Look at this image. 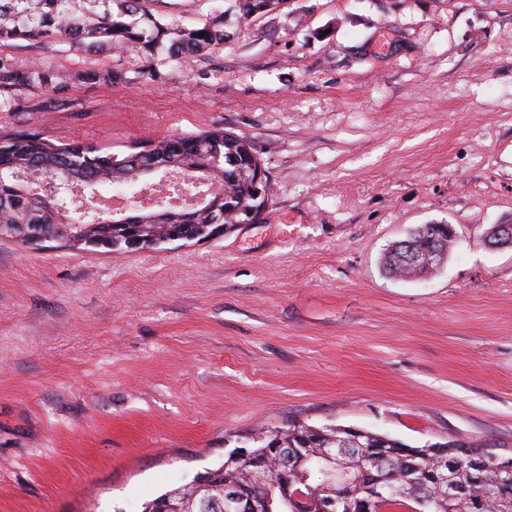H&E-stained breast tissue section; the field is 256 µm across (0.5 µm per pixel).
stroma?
<instances>
[{
    "label": "stroma",
    "mask_w": 512,
    "mask_h": 512,
    "mask_svg": "<svg viewBox=\"0 0 512 512\" xmlns=\"http://www.w3.org/2000/svg\"><path fill=\"white\" fill-rule=\"evenodd\" d=\"M152 7L231 39L188 67L17 42L67 80L0 90V132L123 152L223 127L270 205L156 250L0 238V512H143L291 423L512 457V248L486 237L512 221V0ZM420 224L452 225L447 260L388 274ZM240 18L250 20L253 17L276 11L284 0H236Z\"/></svg>",
    "instance_id": "1"
}]
</instances>
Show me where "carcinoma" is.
Returning <instances> with one entry per match:
<instances>
[{"label":"carcinoma","mask_w":512,"mask_h":512,"mask_svg":"<svg viewBox=\"0 0 512 512\" xmlns=\"http://www.w3.org/2000/svg\"><path fill=\"white\" fill-rule=\"evenodd\" d=\"M152 0H0V47L18 41L36 44H64L74 53H98L133 44L148 57L149 63H188L224 47L229 35L224 31V13L210 14L191 26L163 23L149 7ZM284 0H240V18L250 20L271 13ZM61 76L42 66L20 71L0 56V88L16 86L49 87ZM190 169L220 186L202 206L174 205L166 197H150L154 187L142 185L143 199L132 201L119 217L101 205L104 190L122 191L147 172L174 182L171 190L181 195L188 188L178 176ZM264 170L253 142L231 131L212 128L201 133L163 137L135 143L128 151L81 142L56 144L38 131L0 133V236L28 243L31 224H44L51 239H63L79 250L127 249L120 223L138 226V232L153 242L152 248L166 243L173 231L187 224L190 233L210 229V225L238 224L258 207H268V192L257 195L256 174ZM56 180L60 191L52 196L35 191L43 179ZM453 240L428 225L413 237L397 242L389 251L386 264L398 275L425 276L438 263L413 261L421 252L451 250ZM345 432L334 427L317 431L291 424L280 430L256 435L257 449L271 445L299 448L309 458L307 474L289 470L277 455L263 454L270 481L258 482L248 463L227 467L199 485L173 488L160 498L178 506L179 512H224V490L249 496L264 512L268 503L280 512L286 497L297 490L305 497L289 512H323L325 502L336 498V483L324 476L321 449L337 448ZM360 441L381 447L379 464L373 466L368 481L385 485V493L373 498L369 486L359 488L354 512H414L419 501L433 494L434 463L413 455V447L396 439L365 431ZM444 456L457 460L451 472L457 484L469 489L459 499H439L436 512H512V484L496 483L470 465L468 455L482 446L456 441L439 444ZM321 475L319 483L310 474Z\"/></svg>","instance_id":"cac0c4a2"}]
</instances>
